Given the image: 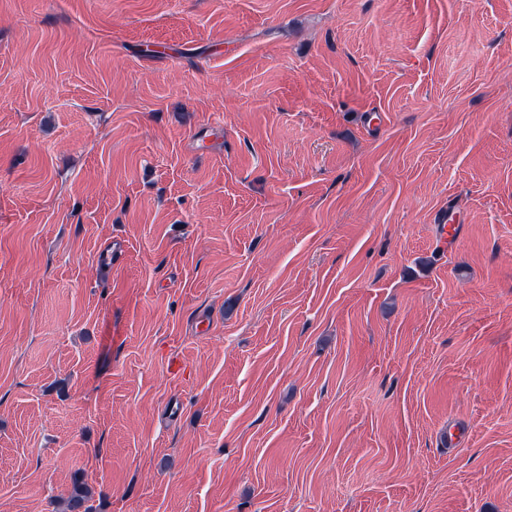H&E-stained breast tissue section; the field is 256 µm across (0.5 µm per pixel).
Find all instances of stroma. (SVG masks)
Here are the masks:
<instances>
[{
  "label": "stroma",
  "mask_w": 512,
  "mask_h": 512,
  "mask_svg": "<svg viewBox=\"0 0 512 512\" xmlns=\"http://www.w3.org/2000/svg\"><path fill=\"white\" fill-rule=\"evenodd\" d=\"M78 477L512 512V0H0V512Z\"/></svg>",
  "instance_id": "35a3bbf8"
}]
</instances>
